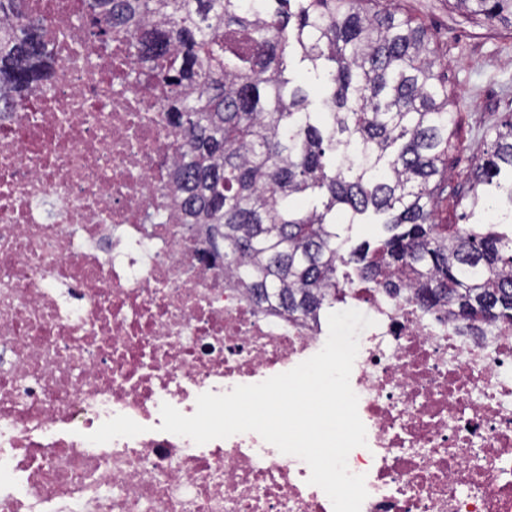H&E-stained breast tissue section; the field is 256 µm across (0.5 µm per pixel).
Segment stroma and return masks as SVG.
Returning <instances> with one entry per match:
<instances>
[{
	"instance_id": "obj_1",
	"label": "stroma",
	"mask_w": 512,
	"mask_h": 512,
	"mask_svg": "<svg viewBox=\"0 0 512 512\" xmlns=\"http://www.w3.org/2000/svg\"><path fill=\"white\" fill-rule=\"evenodd\" d=\"M397 7L433 34L448 75L457 148L448 154V197L437 207V220L458 224L470 213L468 178L487 148L486 132L512 117V27L462 14L452 0H398Z\"/></svg>"
}]
</instances>
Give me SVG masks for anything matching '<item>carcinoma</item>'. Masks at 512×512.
Returning a JSON list of instances; mask_svg holds the SVG:
<instances>
[{
  "label": "carcinoma",
  "instance_id": "1",
  "mask_svg": "<svg viewBox=\"0 0 512 512\" xmlns=\"http://www.w3.org/2000/svg\"><path fill=\"white\" fill-rule=\"evenodd\" d=\"M379 0H84L96 47L125 41L132 79L177 130L182 223L208 225L224 273L259 304L313 320L358 280L448 308L462 334L512 326V236L439 224L453 147L448 86L428 31ZM512 26V0H454ZM308 62L322 98L290 76ZM46 23L0 0V113L48 79ZM468 192L485 205L512 171V118L493 128ZM373 212L382 234L344 249L336 214Z\"/></svg>",
  "mask_w": 512,
  "mask_h": 512
}]
</instances>
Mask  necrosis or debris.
I'll list each match as a JSON object with an SVG mask.
<instances>
[{"label":"necrosis or debris","instance_id":"necrosis-or-debris-1","mask_svg":"<svg viewBox=\"0 0 512 512\" xmlns=\"http://www.w3.org/2000/svg\"><path fill=\"white\" fill-rule=\"evenodd\" d=\"M29 3L55 64L0 116V512H333L257 433L161 431L162 403L289 371L323 325L258 306L181 223L166 114L115 77L81 0ZM336 308L374 321L350 377L361 512H512V327L458 335L404 290Z\"/></svg>","mask_w":512,"mask_h":512}]
</instances>
